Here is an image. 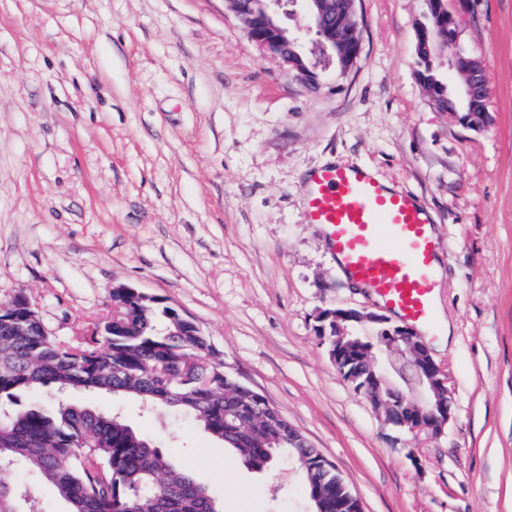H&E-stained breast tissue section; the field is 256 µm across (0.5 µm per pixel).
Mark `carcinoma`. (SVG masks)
<instances>
[{
    "mask_svg": "<svg viewBox=\"0 0 512 512\" xmlns=\"http://www.w3.org/2000/svg\"><path fill=\"white\" fill-rule=\"evenodd\" d=\"M100 326L105 336L81 344L57 339L37 318L29 336L0 335V512H34L23 510L18 463L51 484L69 512H216L206 488L122 418L68 401L19 405L20 395L46 387L106 391L189 418L254 470L290 456L317 509L318 481L334 484L336 472L321 470L315 449L293 447L270 424L267 404L241 402L198 328L156 298L133 300L121 288L112 289ZM343 377L363 384L356 359L345 361Z\"/></svg>",
    "mask_w": 512,
    "mask_h": 512,
    "instance_id": "1",
    "label": "carcinoma"
}]
</instances>
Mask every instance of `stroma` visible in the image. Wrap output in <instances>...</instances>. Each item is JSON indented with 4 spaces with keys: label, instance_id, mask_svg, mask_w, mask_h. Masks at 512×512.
I'll use <instances>...</instances> for the list:
<instances>
[{
    "label": "stroma",
    "instance_id": "1",
    "mask_svg": "<svg viewBox=\"0 0 512 512\" xmlns=\"http://www.w3.org/2000/svg\"><path fill=\"white\" fill-rule=\"evenodd\" d=\"M340 72L297 84L226 0H0V305L25 296L58 339L94 328L124 283L194 321L235 381L336 465L363 512H512V0H471L458 47L493 90L475 131L418 77L424 0H358ZM340 161L415 192L442 276L432 347L442 435L387 424L321 339L329 308L386 309L344 280L307 176ZM190 470L221 512H309L292 461L246 467L190 420L98 391ZM429 73H430V71H422L418 75V77H419L420 82L423 83V85L425 87H428V89H426V90H427L430 102L432 103V105L434 103H436L435 109L438 112H448L450 115H452L453 117H455L459 120V112H456V111L460 110V106H459L457 99L453 96L448 97V94H447L446 96H443L437 100L439 89L434 85V83L431 81V79L426 77ZM429 85L431 88H429Z\"/></svg>",
    "mask_w": 512,
    "mask_h": 512
}]
</instances>
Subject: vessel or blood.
Returning a JSON list of instances; mask_svg holds the SVG:
<instances>
[{
	"label": "vessel or blood",
	"instance_id": "1",
	"mask_svg": "<svg viewBox=\"0 0 512 512\" xmlns=\"http://www.w3.org/2000/svg\"><path fill=\"white\" fill-rule=\"evenodd\" d=\"M305 219L329 228L326 246L348 279L403 321L430 325L439 244L414 193L359 165H329L311 177Z\"/></svg>",
	"mask_w": 512,
	"mask_h": 512
}]
</instances>
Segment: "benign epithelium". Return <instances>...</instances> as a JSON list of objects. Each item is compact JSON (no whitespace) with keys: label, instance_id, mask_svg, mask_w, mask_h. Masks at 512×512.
Masks as SVG:
<instances>
[{"label":"benign epithelium","instance_id":"1","mask_svg":"<svg viewBox=\"0 0 512 512\" xmlns=\"http://www.w3.org/2000/svg\"><path fill=\"white\" fill-rule=\"evenodd\" d=\"M230 0L229 9L237 17L247 37L261 50L280 59L291 77L305 88L319 84L315 64L308 61L298 38L285 45L287 28L280 14V0ZM310 29L314 30L323 56L350 68L361 51L357 0H343L336 10L326 0H304ZM448 9L447 0H425L423 19L416 27V53L438 58V48L456 42L459 18L468 10L469 0H456ZM450 68L462 79V90L470 113L487 112L488 97L472 77L484 69L464 51L455 54ZM323 319L332 323V334L323 336L334 363L353 341L350 324L367 321L379 339L378 347L362 351L367 381L358 389L382 411L395 427L419 435H439L451 417L448 372L431 356L423 340L406 327L389 325L388 318L364 309H329Z\"/></svg>","mask_w":512,"mask_h":512}]
</instances>
